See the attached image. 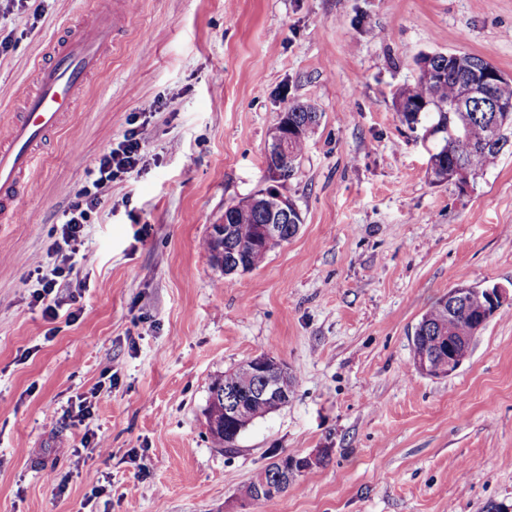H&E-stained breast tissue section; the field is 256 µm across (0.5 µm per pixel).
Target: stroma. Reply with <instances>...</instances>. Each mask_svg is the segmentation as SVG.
<instances>
[{"label": "stroma", "mask_w": 512, "mask_h": 512, "mask_svg": "<svg viewBox=\"0 0 512 512\" xmlns=\"http://www.w3.org/2000/svg\"><path fill=\"white\" fill-rule=\"evenodd\" d=\"M44 6L0 7V114L87 16L86 0ZM448 51L512 74V0H138L88 81L96 110L69 113L18 223L0 224V512H512V305L451 376L412 360L449 289L512 292V148L468 189L435 182L436 139L394 107L420 56ZM292 102L322 115L280 184L303 222L225 279L204 241L266 187ZM142 121L141 160L103 192L50 319L33 263L57 262L62 211ZM263 352L295 393L218 448L209 386ZM321 450L279 497L239 498L275 457Z\"/></svg>", "instance_id": "35a3bbf8"}]
</instances>
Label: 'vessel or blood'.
I'll return each instance as SVG.
<instances>
[{
    "mask_svg": "<svg viewBox=\"0 0 512 512\" xmlns=\"http://www.w3.org/2000/svg\"><path fill=\"white\" fill-rule=\"evenodd\" d=\"M134 15L133 0H94L87 24L51 43L36 66V79L8 115V134L0 139V224L17 221L18 202L41 160L44 143L77 102L105 62L122 23Z\"/></svg>",
    "mask_w": 512,
    "mask_h": 512,
    "instance_id": "vessel-or-blood-1",
    "label": "vessel or blood"
}]
</instances>
